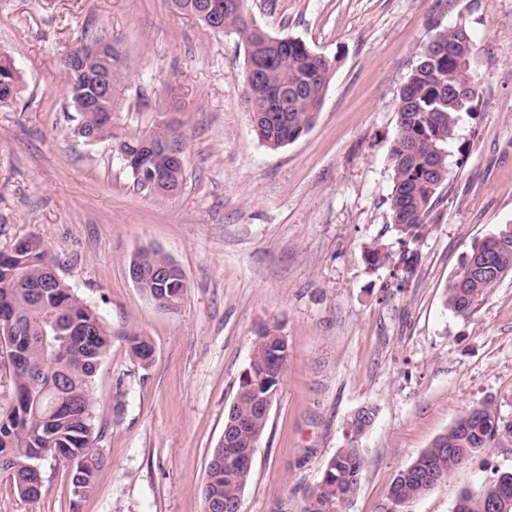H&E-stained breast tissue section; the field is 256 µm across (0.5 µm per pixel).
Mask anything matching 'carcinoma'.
<instances>
[{
    "instance_id": "carcinoma-1",
    "label": "carcinoma",
    "mask_w": 512,
    "mask_h": 512,
    "mask_svg": "<svg viewBox=\"0 0 512 512\" xmlns=\"http://www.w3.org/2000/svg\"><path fill=\"white\" fill-rule=\"evenodd\" d=\"M173 13L196 18L206 28L209 21L198 15L201 0H168ZM263 28L246 13L224 10V29L234 34L244 48L245 66L256 65L260 78L252 86V128L265 146L279 149L297 141L313 126L317 105L323 100L331 76L324 59L316 58L303 40L262 35ZM472 44L467 30L448 29L440 41L424 45L399 96L396 135L390 149L392 171L390 211L392 224L406 240L423 236L440 189L448 176L446 146L460 115L472 111L477 97L475 63L460 59ZM112 87L124 86L132 68L128 56L112 58ZM74 132L110 139L130 157L123 161L129 174L145 151L144 139H173L183 134L170 124H157L141 133L121 123L107 124L98 112H77ZM161 176L163 190L156 196H174L181 191L184 173L178 174L163 157H156L143 170L138 183L149 189L153 176ZM141 277L138 289L147 298L167 294L181 301L187 293L184 276L173 261L154 249L135 254ZM512 274V227L495 240L474 247L448 283L445 305L468 316L477 302L496 284ZM14 319L23 326L24 339L7 355L12 370L14 405L0 416V471L9 474L20 496L37 500L43 481L40 462L51 458L70 469L71 485L79 496L94 488L101 463L94 452L101 439L94 416L93 383L112 346V332L57 272V265L43 241L27 236L9 249L0 250V325ZM132 356L144 366L150 363L152 342L137 333L126 336ZM287 360V343L278 328L261 330L256 336L249 368L255 377L266 376L263 398H241L229 406L224 425L244 421L256 439L263 436L269 415L267 396L278 395ZM496 413L486 405L474 406L448 431L439 436L418 459L402 470L388 491L396 512L420 498L473 454L492 447L498 432ZM368 429L362 420L351 421L352 436L325 464L323 476L305 499L303 512H346L356 495L364 471V449L359 440ZM251 471L234 463L209 469L203 487V512L213 506L224 512H241V496ZM455 512H512V474L503 472L481 485L478 491H463Z\"/></svg>"
}]
</instances>
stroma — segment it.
Here are the masks:
<instances>
[{"mask_svg": "<svg viewBox=\"0 0 512 512\" xmlns=\"http://www.w3.org/2000/svg\"><path fill=\"white\" fill-rule=\"evenodd\" d=\"M247 15L335 62L312 128L277 150L252 129L235 36L168 0H0V56L20 80L0 108V250L38 236L113 332L93 383L105 459L94 491L75 498L68 467L48 459L34 502L0 474V512H202L264 326L285 336L288 362L242 512H301L368 405L377 415L348 512H387L400 471L479 404L497 412L493 447L405 512H453L461 491L512 471V276L470 316L444 304L472 247L512 226V0H248ZM457 24L472 35L478 95L448 144L425 235L405 242L389 203L396 106L419 47ZM98 37L135 64L124 127L165 120L183 132L179 195L134 185L111 140L73 136L61 59ZM377 243L382 266L368 263ZM142 248L186 274L178 312L130 281L126 262ZM133 332L152 340L151 365L130 355Z\"/></svg>", "mask_w": 512, "mask_h": 512, "instance_id": "1", "label": "stroma"}]
</instances>
